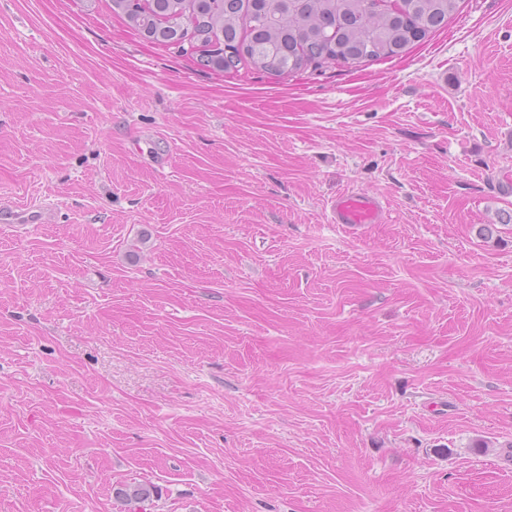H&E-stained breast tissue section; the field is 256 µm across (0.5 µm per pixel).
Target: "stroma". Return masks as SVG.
Masks as SVG:
<instances>
[{
  "label": "stroma",
  "instance_id": "1",
  "mask_svg": "<svg viewBox=\"0 0 512 512\" xmlns=\"http://www.w3.org/2000/svg\"><path fill=\"white\" fill-rule=\"evenodd\" d=\"M44 198L0 225V512H512V0L284 79L0 0V206ZM386 220V210L381 200L360 191L344 193L329 206V223L345 224L358 228L363 224H381ZM53 204L49 201L23 206H1V224H49L52 222Z\"/></svg>",
  "mask_w": 512,
  "mask_h": 512
}]
</instances>
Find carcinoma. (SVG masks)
<instances>
[{
    "label": "carcinoma",
    "mask_w": 512,
    "mask_h": 512,
    "mask_svg": "<svg viewBox=\"0 0 512 512\" xmlns=\"http://www.w3.org/2000/svg\"><path fill=\"white\" fill-rule=\"evenodd\" d=\"M283 2L109 0V8L145 40L175 48L206 69L274 78L399 57L448 27L459 8V0H405L387 11L374 0ZM117 495L139 504L151 490L131 485Z\"/></svg>",
    "instance_id": "carcinoma-1"
}]
</instances>
